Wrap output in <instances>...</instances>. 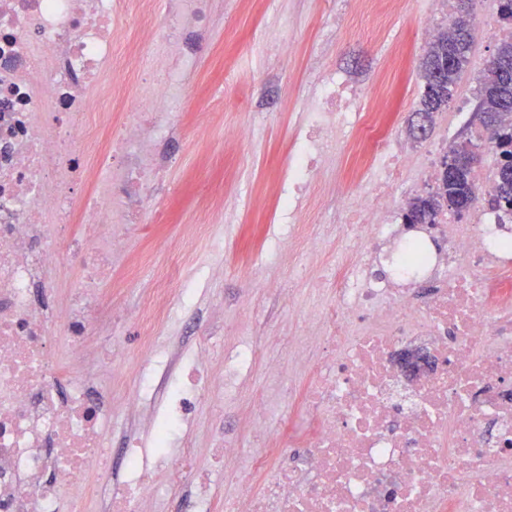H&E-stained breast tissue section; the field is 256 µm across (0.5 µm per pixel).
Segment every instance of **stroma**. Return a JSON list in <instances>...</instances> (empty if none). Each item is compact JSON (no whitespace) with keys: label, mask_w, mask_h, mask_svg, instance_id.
<instances>
[{"label":"stroma","mask_w":512,"mask_h":512,"mask_svg":"<svg viewBox=\"0 0 512 512\" xmlns=\"http://www.w3.org/2000/svg\"><path fill=\"white\" fill-rule=\"evenodd\" d=\"M446 0H391L387 10L360 12L356 0H210V50L185 75L188 101L184 111L167 115L173 136L169 160L154 200L133 233L129 251L112 260V278L101 290L122 308V321L111 324L92 314L86 338L88 365L113 396L134 391L136 380L118 376L113 366L145 361L144 335L136 316L154 300L160 280L169 289L198 291L194 326L171 328L190 348L206 357L213 376L223 380L224 363L245 344L264 345L296 334L303 311L334 300L313 282L334 271L336 255L347 243V219L336 204L335 186L355 199L372 190L369 175L350 177L351 144L338 135L327 152L322 181L310 185L298 202L290 229L274 221V200L282 186L288 151L306 121L304 107L317 95L330 73H341L357 93L359 111L385 113V131L406 145L399 184L391 186L394 222H401L409 193H425L436 185L419 141L409 133L417 121L423 91L422 61L426 42L422 18L436 30L446 27ZM472 63L463 74L447 110L434 117L429 141L443 147L470 137L476 88L483 63L497 51L498 40L482 29L496 0H476ZM165 24L164 0L127 25L115 41L118 58L148 57L154 45L149 31ZM294 43L291 53L274 51L280 32ZM235 73V82L224 80ZM224 98L223 112L205 107L210 97ZM210 128L200 137L201 125ZM247 126L249 139L232 142L228 127ZM223 212L224 250L217 273L207 265L179 266L176 254L192 236L205 205ZM291 242L281 246L282 231ZM320 237L318 253L308 241ZM265 382L263 360L240 371L224 386V435L252 444L257 413L252 395ZM263 415L269 434H280L282 421L301 426L300 401L282 397Z\"/></svg>","instance_id":"1"}]
</instances>
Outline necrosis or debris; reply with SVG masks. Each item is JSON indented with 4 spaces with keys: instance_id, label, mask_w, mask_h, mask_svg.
<instances>
[{
    "instance_id": "obj_1",
    "label": "necrosis or debris",
    "mask_w": 512,
    "mask_h": 512,
    "mask_svg": "<svg viewBox=\"0 0 512 512\" xmlns=\"http://www.w3.org/2000/svg\"><path fill=\"white\" fill-rule=\"evenodd\" d=\"M123 0H0V512H83L81 478L97 472L105 423L155 392L111 398L83 361L98 282L113 256L127 251L135 223L161 169L164 121L184 95V65L208 49L207 0H167L166 24L153 36L156 60L138 95L108 81L115 57L112 26ZM121 102L135 121L112 127L108 148L89 163V103ZM311 121L288 157L293 196L323 169L328 143L353 125L356 96L334 74L311 105ZM365 168L377 174L364 200L337 196L357 233L337 257L335 301L310 308L288 345L287 363L268 370L275 387L257 392L265 408L288 372L322 344L327 369L303 390V436L282 435L281 448H243L210 424L212 465L245 460L260 484L236 478L224 512H512V214L490 205L494 183L476 179L483 204L472 223L446 216L428 225L445 237L442 256L421 255L412 270L386 262L380 243L404 246L390 220L388 185L399 180L403 146L371 138ZM85 258L70 303L49 313L35 287L72 256ZM389 265L388 275L374 267ZM407 277L409 288L397 287ZM425 295H418V288ZM67 344L58 358L50 340ZM66 395H59V383ZM204 359L192 354L150 417L151 446H177L169 462L181 512H212L210 472L194 466L184 428L198 398L220 399ZM140 432L127 435L126 475L112 484L105 512H142L163 497L155 461Z\"/></svg>"
}]
</instances>
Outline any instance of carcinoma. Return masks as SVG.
I'll list each match as a JSON object with an SVG mask.
<instances>
[{"label": "carcinoma", "mask_w": 512, "mask_h": 512, "mask_svg": "<svg viewBox=\"0 0 512 512\" xmlns=\"http://www.w3.org/2000/svg\"><path fill=\"white\" fill-rule=\"evenodd\" d=\"M472 29L454 22L430 43L424 66V89L417 113L429 118L444 111L454 96L457 85L471 63ZM476 115L487 131V138L497 151L494 168L496 194L492 205L512 212V39L500 43L496 54L485 61L479 83ZM466 150L463 142L448 146L441 162L436 191L411 199L403 220L406 224H434L443 210L459 214L478 202L475 171L460 167L448 175V157Z\"/></svg>", "instance_id": "1"}]
</instances>
